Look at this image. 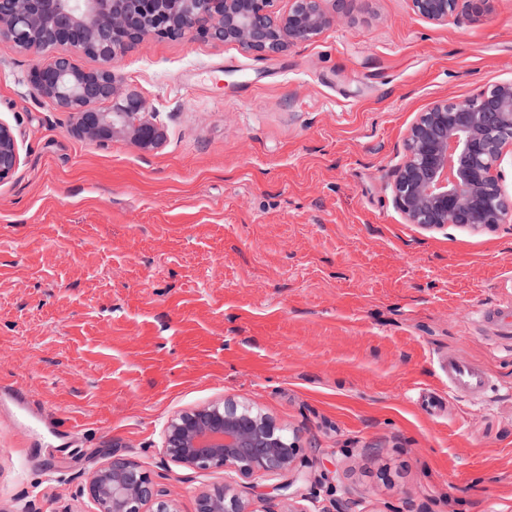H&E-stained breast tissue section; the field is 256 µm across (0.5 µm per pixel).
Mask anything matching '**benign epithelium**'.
<instances>
[{
  "instance_id": "obj_1",
  "label": "benign epithelium",
  "mask_w": 512,
  "mask_h": 512,
  "mask_svg": "<svg viewBox=\"0 0 512 512\" xmlns=\"http://www.w3.org/2000/svg\"><path fill=\"white\" fill-rule=\"evenodd\" d=\"M471 20L493 10L495 0H411L414 12L442 25L457 2ZM0 0V39L31 54L52 53L33 68L29 84L60 112L72 115V134L109 141L127 137L143 150L159 147L163 129L144 97L125 88L112 63L150 38L211 39L273 56L308 41L334 24L326 0ZM78 53L101 62L79 68ZM110 103L106 111L101 104ZM405 155L394 171L396 206L410 224L442 229L500 224L508 202L498 166L512 148V84L476 99L436 100L418 114L405 137ZM21 164L11 125L0 120V183ZM162 451L189 470L224 469L248 479L281 475L299 448L287 428L253 405L211 402L174 416L164 429ZM86 491L98 512H177L159 499L150 475L114 459L88 478ZM197 512H254L230 485L203 493Z\"/></svg>"
}]
</instances>
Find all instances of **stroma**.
Masks as SVG:
<instances>
[{
    "label": "stroma",
    "instance_id": "1",
    "mask_svg": "<svg viewBox=\"0 0 512 512\" xmlns=\"http://www.w3.org/2000/svg\"><path fill=\"white\" fill-rule=\"evenodd\" d=\"M336 24L281 54L151 38L115 71L165 138L72 135L27 77L47 56L0 40V120L21 164L0 182V512H97L113 459L196 512L235 482L254 512H512V219L429 231L393 172L430 102L512 84V0L444 25L411 0H328ZM481 367L448 396L440 358ZM254 404L295 435L283 475L167 460V420ZM79 435L65 442L62 424ZM481 322L490 323L496 326L502 333H512V310L511 308L480 309L478 311ZM509 318L505 321V318ZM441 371L448 381V394L468 400L481 399L489 388V380L485 371L479 366L448 355Z\"/></svg>",
    "mask_w": 512,
    "mask_h": 512
}]
</instances>
